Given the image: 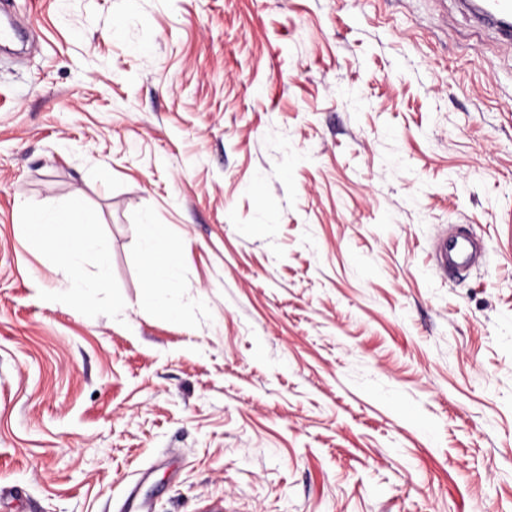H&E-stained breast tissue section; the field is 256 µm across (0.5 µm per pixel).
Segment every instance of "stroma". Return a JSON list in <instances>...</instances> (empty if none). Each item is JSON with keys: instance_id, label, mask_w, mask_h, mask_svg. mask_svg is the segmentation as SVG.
Returning <instances> with one entry per match:
<instances>
[{"instance_id": "35a3bbf8", "label": "stroma", "mask_w": 512, "mask_h": 512, "mask_svg": "<svg viewBox=\"0 0 512 512\" xmlns=\"http://www.w3.org/2000/svg\"><path fill=\"white\" fill-rule=\"evenodd\" d=\"M11 10L0 512H512V52L458 0ZM75 196L111 250L81 307L24 230ZM140 238L144 283L140 303L168 320L176 321L179 319V311L164 302L157 290L172 276L180 261L181 249L165 240L158 224H140ZM438 265L445 270H468L475 268L483 255L481 238L462 227L454 228L452 234L440 236L434 243Z\"/></svg>"}]
</instances>
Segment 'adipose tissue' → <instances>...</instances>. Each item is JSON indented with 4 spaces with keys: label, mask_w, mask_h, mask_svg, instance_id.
I'll use <instances>...</instances> for the list:
<instances>
[{
    "label": "adipose tissue",
    "mask_w": 512,
    "mask_h": 512,
    "mask_svg": "<svg viewBox=\"0 0 512 512\" xmlns=\"http://www.w3.org/2000/svg\"><path fill=\"white\" fill-rule=\"evenodd\" d=\"M89 223L87 211L75 199L63 207L37 212L27 226L31 238L54 251L64 276L63 288L80 305L91 301L93 288L106 279L109 271V250ZM140 238L144 283L140 303L167 319L178 320V310L164 302L158 290L178 265L181 249L165 240L157 224L141 225ZM89 255L94 257L96 267L91 278L82 270L83 260Z\"/></svg>",
    "instance_id": "adipose-tissue-1"
}]
</instances>
